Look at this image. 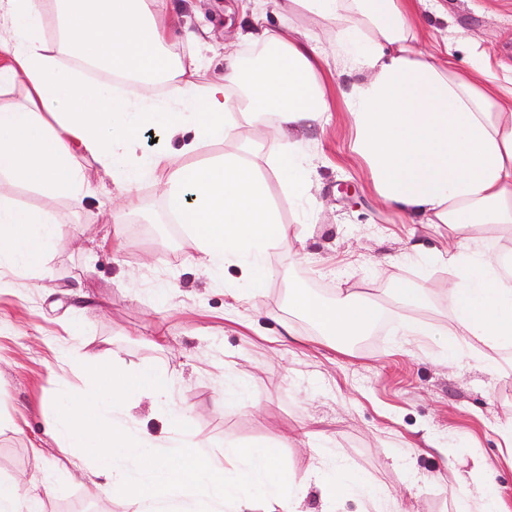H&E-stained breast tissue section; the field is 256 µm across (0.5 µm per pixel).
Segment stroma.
I'll return each instance as SVG.
<instances>
[{"label": "stroma", "mask_w": 512, "mask_h": 512, "mask_svg": "<svg viewBox=\"0 0 512 512\" xmlns=\"http://www.w3.org/2000/svg\"><path fill=\"white\" fill-rule=\"evenodd\" d=\"M239 0H169L190 29L200 32L204 65L194 77L207 84L224 74V46L242 53L261 28L279 25L272 0H257L242 13ZM445 17L416 6L419 44L447 57L452 69L471 71L482 62L491 82L512 89V0H442ZM326 58L333 119L302 133L314 157L310 197L289 206L274 165L280 144L263 125L239 120L232 139L209 144L208 158L259 144L257 164L265 175L285 224L307 226L305 241L270 249L269 277L254 300L238 297L240 271L225 264L214 276L190 261L195 249L175 223L144 224L124 218L123 245L112 248L111 207L90 204L72 210L20 186L0 185L16 205L51 211L64 225L45 266L50 275L19 281L0 293V478L36 479L52 465L56 444L46 430L43 404L61 386L80 389L88 366L119 357L167 370L172 399L197 437L214 451L258 445L277 438L287 473L302 475L314 464L313 446L336 449L355 471L402 495L415 512H456L458 477L470 476L478 461L497 469L496 484L512 505V465L501 458L500 425L512 417V347L495 350L504 366L480 370L482 344L467 340L466 360L451 367L435 343L421 346L395 336L403 307L392 305L368 336L351 350L318 341L312 327L291 319L288 287L298 285L328 300L337 290L375 299L397 280L427 284L435 296L418 317L441 331L454 329L446 293L454 271L439 255L462 233L445 224H411L385 206L351 152L354 130L342 93L349 82L333 40V24L299 11L285 19ZM423 258L405 261L411 245ZM292 321L300 342L280 340ZM167 331L156 346L157 327ZM81 355L82 368L61 373L59 350ZM225 394L224 407L214 400ZM255 401L258 411L237 408ZM437 448L427 446V439ZM46 512H130L119 493L100 491L79 477L65 492L45 500Z\"/></svg>", "instance_id": "stroma-1"}]
</instances>
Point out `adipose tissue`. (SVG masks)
<instances>
[{
	"instance_id": "adipose-tissue-1",
	"label": "adipose tissue",
	"mask_w": 512,
	"mask_h": 512,
	"mask_svg": "<svg viewBox=\"0 0 512 512\" xmlns=\"http://www.w3.org/2000/svg\"><path fill=\"white\" fill-rule=\"evenodd\" d=\"M411 0H275L280 15L304 10L335 22L336 42L357 74L343 95L363 161L379 198L428 224L464 230L463 242L443 256L455 271L448 288L456 331L436 329L413 316L431 290L397 282L393 304L408 308L396 329L403 336L439 339L449 362L462 360L458 339L475 338L492 349L512 344V253L479 227L512 232V100L498 99L474 73L462 74L430 60L418 48ZM57 32L47 35L48 14ZM189 47L171 57L168 46ZM259 60L244 68L238 52L224 55L223 80L198 85L202 67L196 34L182 30L167 0H0V180L66 199L84 209L105 194L85 163L112 177L124 214L150 219L136 188L160 178L166 214L192 239L194 264L222 272L240 269L250 295L260 291L270 248L306 228L284 224L250 151L173 165L169 153L140 150L151 128L164 137L192 131L180 152L230 139L238 118L265 122L284 139L277 167L298 202L311 186L313 169L297 136L325 124L331 105L319 75L321 57L288 29L257 37ZM136 82V98L117 94L115 79ZM240 93L228 98L226 85ZM165 86L164 104L156 90ZM63 227L48 211L14 206L0 195V290L43 266ZM288 307L336 343L365 335L386 314L383 302L337 292L324 300L289 287ZM482 482L460 481L464 512H512L493 483V468L479 463ZM63 470L23 485L0 479V512H44V493L64 489Z\"/></svg>"
}]
</instances>
